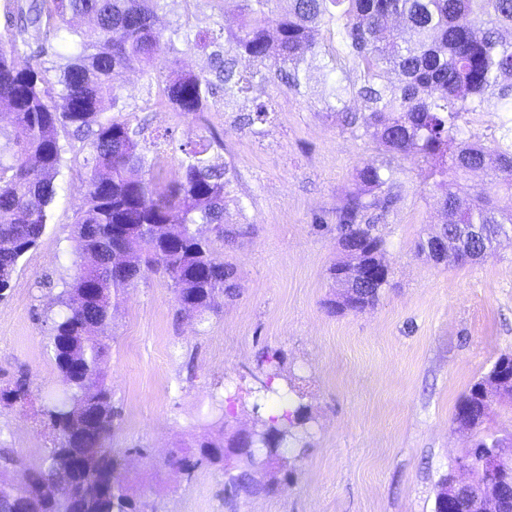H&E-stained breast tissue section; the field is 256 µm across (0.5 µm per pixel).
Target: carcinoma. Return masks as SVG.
Here are the masks:
<instances>
[{"label": "carcinoma", "instance_id": "1", "mask_svg": "<svg viewBox=\"0 0 512 512\" xmlns=\"http://www.w3.org/2000/svg\"><path fill=\"white\" fill-rule=\"evenodd\" d=\"M159 0H6L7 27L28 34L18 44L0 47V103L11 112V130L0 132V297L10 287L24 255L45 234L58 195V178L67 154L82 157L87 170L85 203L73 221L78 243L76 271L61 279L48 347L65 383L39 410L51 447L38 468L0 478V512H72V494H81V512H142L130 495L122 463L107 446L120 411L112 401L106 360L119 303L148 272L170 279L178 311L196 317L213 309L216 299L239 296L235 267L219 258L203 226L229 245L246 233L224 225L230 179L226 168L205 157L209 145L184 149L182 171L170 181L155 173L142 130L130 119L110 115L124 110L121 78L139 67L162 80L161 102L178 112L209 109L218 92L231 98L266 74L243 76L234 56L272 61L277 77L300 92L306 80L301 64L319 52V32L336 29L340 49L323 68L334 73L340 58L362 70L357 90L364 111L336 108L343 122L362 136H374L387 158L360 168L358 179L389 204L400 185L394 161L422 158L441 191L446 221L428 238L448 239V254L438 263L459 265L495 252L512 234V0H238L239 27L227 34L195 30L189 24L166 35L156 26ZM89 17L82 29L74 20ZM211 49L206 73L163 78L177 66L178 45ZM63 61L55 76L45 59ZM397 70L399 86L381 82ZM495 112L498 135L491 144L463 137L467 116ZM488 169L490 185L461 198L448 184L468 172ZM379 200L350 194L337 210L339 245L363 242L359 257L381 261L384 242L368 212ZM351 254L329 268V278L345 289L329 300L328 311L372 309L390 279L350 284L340 279ZM270 371L262 387L270 392L281 377L282 356L265 352ZM512 372V354H502L490 371L464 393L454 423L474 434L460 456L470 466V492L461 512H473L476 490H489L498 509L512 512V482L488 484L477 455L501 443L486 422L491 402L483 392L498 370ZM31 389L21 376L0 388V402L25 406ZM308 406L298 403L279 425L262 422L253 446L239 457L224 494L268 495L276 485L256 478L260 460L286 463L283 445L308 434ZM200 455L224 461V438L199 444Z\"/></svg>", "mask_w": 512, "mask_h": 512}]
</instances>
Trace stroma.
<instances>
[{
  "instance_id": "stroma-1",
  "label": "stroma",
  "mask_w": 512,
  "mask_h": 512,
  "mask_svg": "<svg viewBox=\"0 0 512 512\" xmlns=\"http://www.w3.org/2000/svg\"><path fill=\"white\" fill-rule=\"evenodd\" d=\"M184 21L198 30L233 29L238 5L160 0V30ZM237 68L264 69L268 79L231 99L216 96L197 115L160 107L155 81L139 70L122 77L132 124L145 136L171 137L158 151L164 177L180 172L181 145L215 134L210 154L231 180L224 222L246 233L230 247L214 243L235 266L240 294L217 299L204 320L178 314L163 274L130 289L107 361L121 411L108 444L124 458L136 497L157 512H434L440 479L472 444L453 422L455 406L500 354L512 352V239L495 256L463 266L418 252L419 238L444 220L440 192L420 159L400 160L397 202L370 212L391 284L374 309L328 314L323 303L336 293L328 269L341 257L336 210L358 189V169L384 158L378 141L357 136L332 109L340 101L361 111L359 73L348 69L338 85L310 57L296 93L273 66L241 55ZM261 102L272 110L270 123L241 125L239 116ZM85 178L81 166L64 169L53 220L0 299V387L27 376L34 401L0 403V448L25 468L39 467L50 445L35 405L59 385L48 317L58 309L61 279L76 269L73 219ZM266 351L281 352L283 375L302 380L309 445L278 472L274 493L229 502L222 465L205 463L186 476L167 461L195 452L222 425L256 422L250 390Z\"/></svg>"
}]
</instances>
